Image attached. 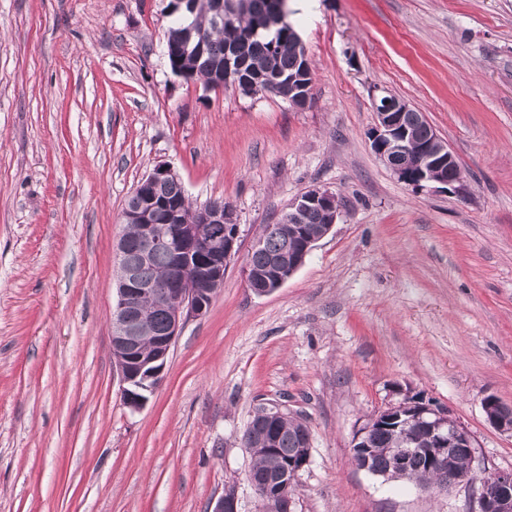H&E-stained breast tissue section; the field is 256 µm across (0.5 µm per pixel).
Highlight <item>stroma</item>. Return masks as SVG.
Returning a JSON list of instances; mask_svg holds the SVG:
<instances>
[{
  "label": "stroma",
  "mask_w": 512,
  "mask_h": 512,
  "mask_svg": "<svg viewBox=\"0 0 512 512\" xmlns=\"http://www.w3.org/2000/svg\"><path fill=\"white\" fill-rule=\"evenodd\" d=\"M169 0H0V512H210L260 503L241 437L258 407L308 425L294 512H478L356 469L358 431L420 396L512 470V0H288L314 102L208 90L172 73ZM424 112L454 192L375 154L373 99ZM193 206L221 199L238 252L188 319L162 382L127 407L111 345L121 214L158 163ZM340 214L278 289L246 257L309 188ZM487 421L495 429L512 434V407L504 404L495 396H488L483 401Z\"/></svg>",
  "instance_id": "35a3bbf8"
}]
</instances>
